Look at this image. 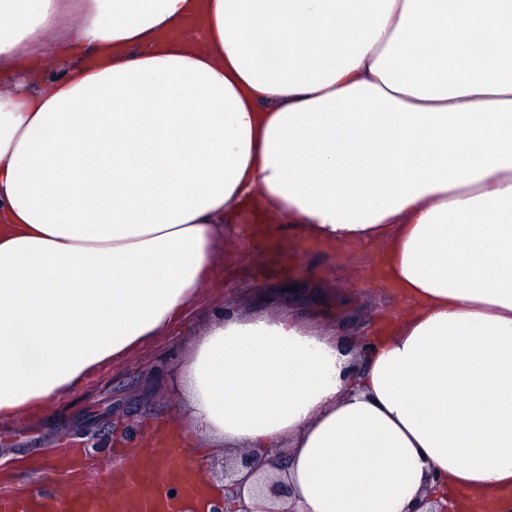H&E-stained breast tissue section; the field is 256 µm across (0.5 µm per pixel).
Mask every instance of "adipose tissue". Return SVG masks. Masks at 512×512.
Instances as JSON below:
<instances>
[{
	"label": "adipose tissue",
	"mask_w": 512,
	"mask_h": 512,
	"mask_svg": "<svg viewBox=\"0 0 512 512\" xmlns=\"http://www.w3.org/2000/svg\"><path fill=\"white\" fill-rule=\"evenodd\" d=\"M244 218L384 244L414 307L228 312L154 444L288 447L278 512H507L512 0H0V424L168 332Z\"/></svg>",
	"instance_id": "obj_1"
}]
</instances>
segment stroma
Wrapping results in <instances>:
<instances>
[{"mask_svg": "<svg viewBox=\"0 0 512 512\" xmlns=\"http://www.w3.org/2000/svg\"><path fill=\"white\" fill-rule=\"evenodd\" d=\"M380 245L352 243L329 247L304 237L250 240L238 229L224 231L206 288L175 326L128 356L91 370L63 400L37 416L22 415L0 426V493H52L76 497L111 483L115 470L126 469L145 454L150 421L180 420L183 394L178 365L190 341L222 317L226 307L241 314L273 312L271 297L285 288L304 289L329 282L347 305L357 307L355 320H336L332 305L305 304L297 318L319 328L340 326L343 335L366 336L374 325L403 320L412 305L382 273ZM130 397L124 419L134 433L113 425L105 413L113 395ZM101 415L85 433L72 422Z\"/></svg>", "mask_w": 512, "mask_h": 512, "instance_id": "1", "label": "stroma"}]
</instances>
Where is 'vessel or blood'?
Segmentation results:
<instances>
[{
    "label": "vessel or blood",
    "mask_w": 512,
    "mask_h": 512,
    "mask_svg": "<svg viewBox=\"0 0 512 512\" xmlns=\"http://www.w3.org/2000/svg\"><path fill=\"white\" fill-rule=\"evenodd\" d=\"M185 458L181 448L166 449L160 458L145 455L127 471L123 489L117 495L105 485L66 503L48 495H0V512H172L173 505L166 493L169 485H179L191 494L201 488L200 479L187 466Z\"/></svg>",
    "instance_id": "1"
}]
</instances>
